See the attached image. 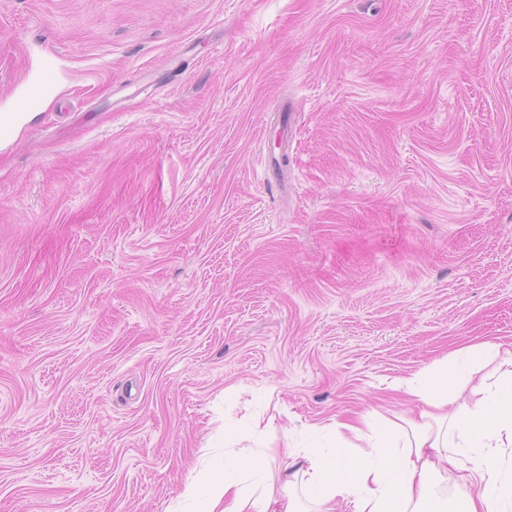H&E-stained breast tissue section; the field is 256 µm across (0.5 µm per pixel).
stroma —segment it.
<instances>
[{
	"instance_id": "35a3bbf8",
	"label": "stroma",
	"mask_w": 512,
	"mask_h": 512,
	"mask_svg": "<svg viewBox=\"0 0 512 512\" xmlns=\"http://www.w3.org/2000/svg\"><path fill=\"white\" fill-rule=\"evenodd\" d=\"M0 512H170L512 345V0H0Z\"/></svg>"
}]
</instances>
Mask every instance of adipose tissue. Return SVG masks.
Returning a JSON list of instances; mask_svg holds the SVG:
<instances>
[{"label": "adipose tissue", "instance_id": "ef3b65f1", "mask_svg": "<svg viewBox=\"0 0 512 512\" xmlns=\"http://www.w3.org/2000/svg\"><path fill=\"white\" fill-rule=\"evenodd\" d=\"M477 367L460 375L456 361L434 362L405 379L419 408L380 418L338 421L339 436L366 443V461L337 459L317 448H284L275 459L250 447L224 453V466L189 479L179 496L201 512H418L437 478L456 474L466 488L456 512H512V479L496 451L512 446V351L495 342L462 348Z\"/></svg>", "mask_w": 512, "mask_h": 512}]
</instances>
